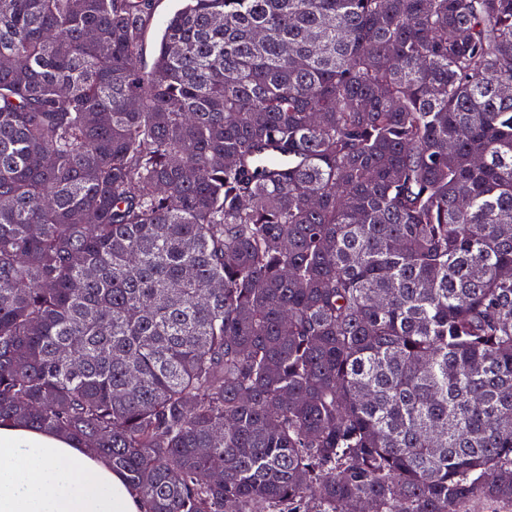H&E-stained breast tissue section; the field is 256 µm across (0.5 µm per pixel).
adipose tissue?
Instances as JSON below:
<instances>
[{"label": "adipose tissue", "instance_id": "obj_1", "mask_svg": "<svg viewBox=\"0 0 512 512\" xmlns=\"http://www.w3.org/2000/svg\"><path fill=\"white\" fill-rule=\"evenodd\" d=\"M0 512H145V505L81 442L0 421Z\"/></svg>", "mask_w": 512, "mask_h": 512}]
</instances>
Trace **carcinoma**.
Returning a JSON list of instances; mask_svg holds the SVG:
<instances>
[{
	"label": "carcinoma",
	"instance_id": "cac0c4a2",
	"mask_svg": "<svg viewBox=\"0 0 512 512\" xmlns=\"http://www.w3.org/2000/svg\"><path fill=\"white\" fill-rule=\"evenodd\" d=\"M0 0V420L147 512L512 506V0ZM180 6L178 0H153V20L147 28L140 50L141 62L149 68L154 60L163 22Z\"/></svg>",
	"mask_w": 512,
	"mask_h": 512
}]
</instances>
